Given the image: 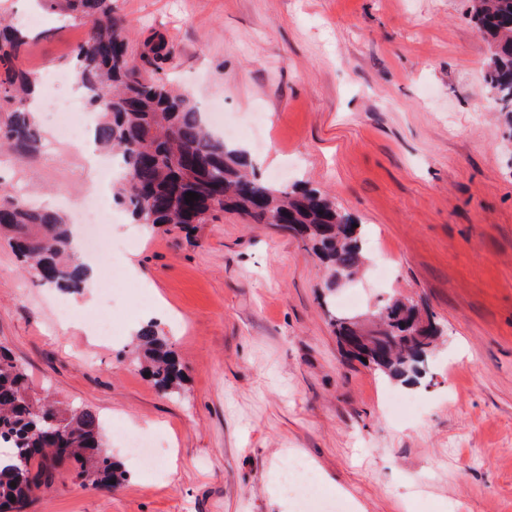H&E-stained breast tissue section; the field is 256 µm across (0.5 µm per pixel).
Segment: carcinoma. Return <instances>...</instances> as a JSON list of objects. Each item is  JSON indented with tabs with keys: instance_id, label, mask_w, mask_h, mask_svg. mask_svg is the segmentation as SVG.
<instances>
[{
	"instance_id": "carcinoma-1",
	"label": "carcinoma",
	"mask_w": 512,
	"mask_h": 512,
	"mask_svg": "<svg viewBox=\"0 0 512 512\" xmlns=\"http://www.w3.org/2000/svg\"><path fill=\"white\" fill-rule=\"evenodd\" d=\"M88 26L86 39L73 50L76 79L89 104L101 112L95 127L100 148L118 155L125 176L115 193L137 223L152 229L187 230L219 213L234 212L257 224H281L308 240L331 270L355 277L367 256L361 227L326 193L316 188L291 190L268 184L248 170L246 156L211 133L190 99L160 79H146L131 59L123 22L114 0H42ZM469 22L487 46L486 82L498 112L512 127V0H475ZM24 38L0 20V147L19 153L39 142L30 95L36 72L19 66ZM142 60L155 68L168 61L173 48L155 34ZM199 199L185 201L186 193ZM38 280L62 291H77L83 268L70 254V230L57 213L34 208L22 198L0 192V232ZM416 304L392 298L376 311L394 343L391 356L374 372L405 384L422 378L429 347L444 332L412 335ZM338 340L360 331L348 316L331 317ZM136 348L154 387L178 391L184 374L175 352L156 326L146 323L135 334ZM11 449L0 465V512H26L54 471L75 465L83 484L111 490L127 471L106 449L99 415L88 407H63L28 393V374L11 351L0 345V447ZM16 486H11V483Z\"/></svg>"
}]
</instances>
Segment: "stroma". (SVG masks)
Segmentation results:
<instances>
[{
  "label": "stroma",
  "instance_id": "obj_1",
  "mask_svg": "<svg viewBox=\"0 0 512 512\" xmlns=\"http://www.w3.org/2000/svg\"><path fill=\"white\" fill-rule=\"evenodd\" d=\"M469 0H115L134 55L152 33L175 47L156 70L201 112L264 115L263 150L231 137L275 185L315 187L365 230L372 267L330 286L313 250L274 224L224 212L193 233L148 230L113 205L109 236L150 300L102 342L90 314L58 318L0 240V344L52 396L123 438L159 436L156 480L127 462L111 490L58 470L28 512H297L289 460L347 512H512V139L484 75ZM28 20L21 63L66 71L80 22L0 0ZM36 151L0 153V185L73 221L88 194L78 143L37 124ZM364 318L418 303L445 336L420 384L382 377L341 350L330 323L347 294ZM156 322L183 365L164 395L132 361V329Z\"/></svg>",
  "mask_w": 512,
  "mask_h": 512
}]
</instances>
